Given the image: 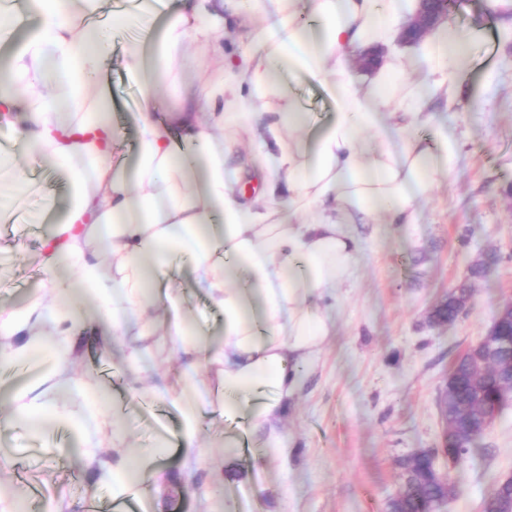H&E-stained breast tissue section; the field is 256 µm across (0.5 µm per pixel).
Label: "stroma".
<instances>
[{
	"label": "stroma",
	"instance_id": "1",
	"mask_svg": "<svg viewBox=\"0 0 512 512\" xmlns=\"http://www.w3.org/2000/svg\"><path fill=\"white\" fill-rule=\"evenodd\" d=\"M114 60L105 69L112 119L128 150L137 146L134 116L141 82L115 62L144 33L134 21L112 22ZM453 29L477 30L472 67L448 85L430 109L447 120L459 164L417 202L413 224L382 217L352 225L361 250L353 278L326 292L320 302L333 323L319 361L299 371L301 387L280 425L283 445L226 452V425L211 403L224 397L218 369L190 370L166 337L114 336L95 321L97 304L78 308L65 355L54 356L57 326L45 320L35 334L0 338L14 347L32 342L48 350L43 367H0V393L11 394L49 369L51 382L69 385L67 395L47 393L44 411L85 408L99 396L105 415H118L120 432L104 426L97 447L77 458L78 435L52 423L21 426L11 405L0 406V484L11 485L32 512H111L112 467L137 465L157 435L173 444L183 419L175 395L203 403L196 445L202 454L185 463L177 449L161 456L163 496L144 490L157 512H208L211 494L234 512H386L400 487L398 459L445 440L439 398L453 360L487 333L497 311L512 304V0L489 13L486 0H461L450 13ZM300 104L317 123L333 116L327 88L306 76H289ZM17 163L34 186L6 222H0V308H22L44 277L41 240L67 203L64 173L48 163ZM487 263L484 276L470 270ZM183 314L208 339L223 319L194 288L189 265L175 274ZM470 282L473 295L452 323H436L434 308L448 292ZM146 353L141 368L123 365L127 348ZM512 473V398L475 450L449 473L455 487L443 512H482L495 478Z\"/></svg>",
	"mask_w": 512,
	"mask_h": 512
}]
</instances>
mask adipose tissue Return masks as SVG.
Instances as JSON below:
<instances>
[{
    "label": "adipose tissue",
    "instance_id": "1",
    "mask_svg": "<svg viewBox=\"0 0 512 512\" xmlns=\"http://www.w3.org/2000/svg\"><path fill=\"white\" fill-rule=\"evenodd\" d=\"M101 2L32 0L37 23L0 62V112L29 153L52 160L72 186L43 243L48 275L21 311L0 310V334L49 317L68 341L78 305L92 295L113 335L162 334L191 367L220 368L225 421L281 447L276 426L298 387L295 368L314 364L331 334L317 300L355 270L351 225L373 215L413 223L416 201L456 167L447 123L422 109L466 65L474 35L437 28L415 62L425 80L409 81L402 59L388 54L366 83L353 53L391 47L413 0H164L159 9L141 0L112 15L135 16L152 33L116 59L145 86L135 160L117 164L122 142L101 116L110 99L98 77L113 57L108 30L93 20ZM190 38L211 47L218 66L202 89L172 76ZM228 39L238 55L225 54ZM286 72L328 88L329 123L310 124L281 81ZM54 80L65 95L51 91ZM240 129L261 150L252 196L239 191L231 163ZM93 230L105 247L89 257L81 244ZM184 259L224 316L217 341L180 313L172 270Z\"/></svg>",
    "mask_w": 512,
    "mask_h": 512
}]
</instances>
